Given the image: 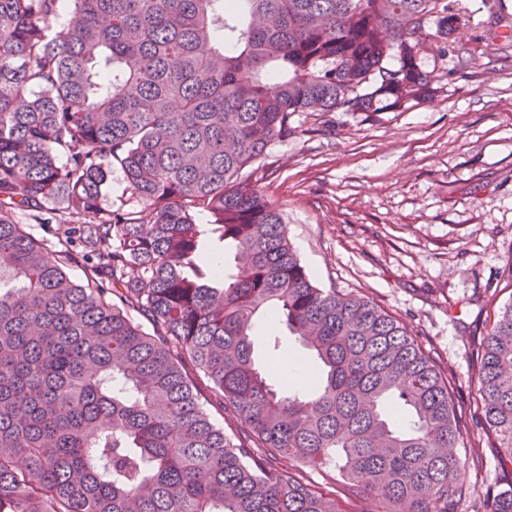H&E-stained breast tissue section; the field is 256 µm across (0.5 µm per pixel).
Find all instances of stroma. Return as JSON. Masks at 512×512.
<instances>
[{"label":"stroma","mask_w":512,"mask_h":512,"mask_svg":"<svg viewBox=\"0 0 512 512\" xmlns=\"http://www.w3.org/2000/svg\"><path fill=\"white\" fill-rule=\"evenodd\" d=\"M453 44L426 28L430 97L393 112H299L254 167L319 287L368 297L446 372L465 414L469 495L512 489L480 418L478 346L512 304V0H457Z\"/></svg>","instance_id":"35a3bbf8"}]
</instances>
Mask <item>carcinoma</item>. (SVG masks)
I'll return each mask as SVG.
<instances>
[{
    "instance_id": "1",
    "label": "carcinoma",
    "mask_w": 512,
    "mask_h": 512,
    "mask_svg": "<svg viewBox=\"0 0 512 512\" xmlns=\"http://www.w3.org/2000/svg\"><path fill=\"white\" fill-rule=\"evenodd\" d=\"M58 9L0 0V512H347L296 472L334 461L372 512H454L469 487L448 376L376 304L312 282L249 169L297 112L428 97L412 32L448 39L460 10L69 0L54 31ZM112 167L136 208L101 207ZM48 203L57 241L97 259L84 284L66 271L72 251L8 214ZM210 232L246 276L214 277ZM264 309L319 360L312 396L285 391L278 337L256 360ZM478 356L484 422L512 465L511 304ZM198 377L238 434L207 413Z\"/></svg>"
}]
</instances>
